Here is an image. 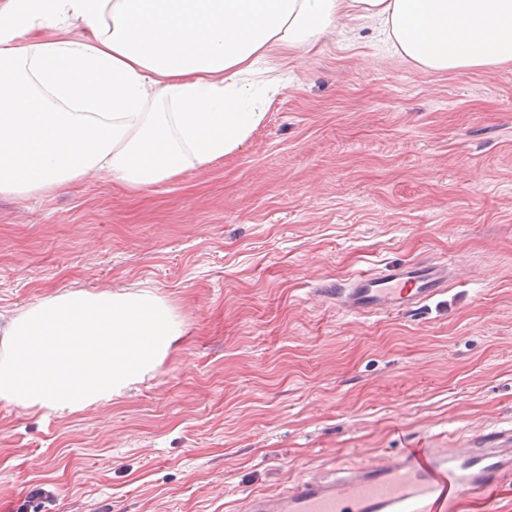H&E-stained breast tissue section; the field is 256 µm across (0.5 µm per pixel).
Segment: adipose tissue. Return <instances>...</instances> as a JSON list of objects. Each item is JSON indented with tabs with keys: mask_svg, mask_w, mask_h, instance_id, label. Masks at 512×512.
<instances>
[{
	"mask_svg": "<svg viewBox=\"0 0 512 512\" xmlns=\"http://www.w3.org/2000/svg\"><path fill=\"white\" fill-rule=\"evenodd\" d=\"M343 19L428 72L512 64V0H0V197L140 191L242 150L284 85L271 51ZM184 334L147 287L43 297L0 318V404H106Z\"/></svg>",
	"mask_w": 512,
	"mask_h": 512,
	"instance_id": "obj_1",
	"label": "adipose tissue"
}]
</instances>
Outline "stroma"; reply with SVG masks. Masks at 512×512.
<instances>
[{
	"label": "stroma",
	"mask_w": 512,
	"mask_h": 512,
	"mask_svg": "<svg viewBox=\"0 0 512 512\" xmlns=\"http://www.w3.org/2000/svg\"><path fill=\"white\" fill-rule=\"evenodd\" d=\"M243 150L152 189L0 199V313L143 283L186 333L76 414L0 404V512H235L310 470L512 427V65L425 72L361 27L281 53ZM456 263L447 295L341 314L326 280Z\"/></svg>",
	"instance_id": "35a3bbf8"
}]
</instances>
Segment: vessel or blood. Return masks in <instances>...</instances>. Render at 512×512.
<instances>
[{"mask_svg":"<svg viewBox=\"0 0 512 512\" xmlns=\"http://www.w3.org/2000/svg\"><path fill=\"white\" fill-rule=\"evenodd\" d=\"M454 264L412 260L324 283L319 295L339 312L377 316L414 310L445 296ZM512 492V428L461 448L426 446L317 472L275 493L243 497L238 512H456L460 499Z\"/></svg>","mask_w":512,"mask_h":512,"instance_id":"b4317fda","label":"vessel or blood"}]
</instances>
